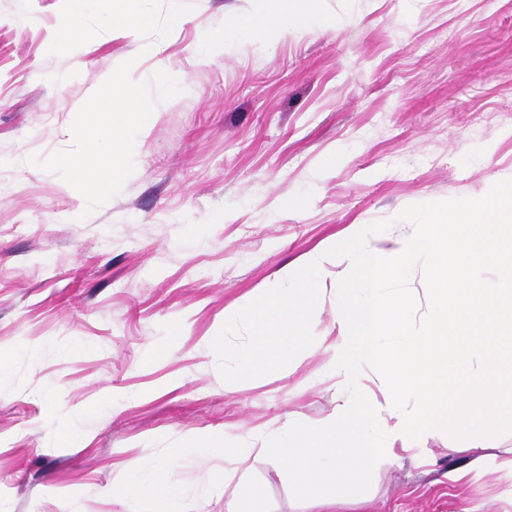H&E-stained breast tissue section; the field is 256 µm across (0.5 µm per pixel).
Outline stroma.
Masks as SVG:
<instances>
[{"mask_svg": "<svg viewBox=\"0 0 512 512\" xmlns=\"http://www.w3.org/2000/svg\"><path fill=\"white\" fill-rule=\"evenodd\" d=\"M108 7L90 0L65 41L71 0H0V512H150L112 491L181 440L191 512H237L225 448L340 401L318 343L336 297L277 371L233 375L215 329L293 288L349 226L373 225L386 251L429 206L512 180V0H281L295 26L275 42L225 25L264 0H142L152 23L134 33L110 29ZM121 83L144 127L94 199L71 175L73 134ZM465 443L419 435L420 461L377 468L371 512H512V431L454 484ZM248 465L267 512H313L281 464Z\"/></svg>", "mask_w": 512, "mask_h": 512, "instance_id": "obj_1", "label": "stroma"}]
</instances>
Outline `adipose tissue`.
I'll use <instances>...</instances> for the list:
<instances>
[{"label":"adipose tissue","instance_id":"adipose-tissue-1","mask_svg":"<svg viewBox=\"0 0 512 512\" xmlns=\"http://www.w3.org/2000/svg\"><path fill=\"white\" fill-rule=\"evenodd\" d=\"M88 109L102 111V126L82 130L76 139L82 154L98 157L99 167L91 172L79 163L75 170L91 196L104 197L145 106L122 94L103 108L90 102ZM373 236L370 226H354L329 253L306 261L321 269L334 253L346 262L336 279V334L330 343L346 400L316 426L287 422L284 434L269 436L260 448L261 455L287 467L300 489L316 490L319 512H356L372 471L383 459L413 455L419 429L466 436V448L473 451L512 427V299L503 300L502 289L482 276L496 267L512 281V187L495 182L445 208H430L421 233L388 254L371 247ZM421 259L433 267L438 286L426 319L417 325L414 294L401 275ZM316 294L304 285L252 295L225 313L211 344L236 374L279 367V343L286 336L302 337L315 316ZM242 320L255 327V339L226 349L228 329ZM179 455L173 448L151 465H128L124 493L153 501L157 512H179Z\"/></svg>","mask_w":512,"mask_h":512}]
</instances>
